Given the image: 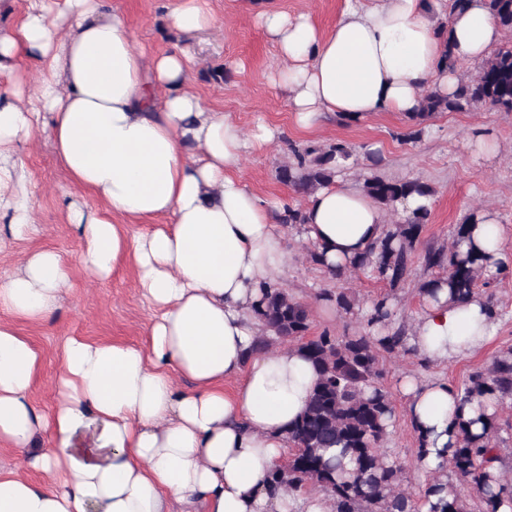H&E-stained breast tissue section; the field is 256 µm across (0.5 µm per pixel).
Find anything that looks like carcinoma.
I'll use <instances>...</instances> for the list:
<instances>
[{"label": "carcinoma", "mask_w": 512, "mask_h": 512, "mask_svg": "<svg viewBox=\"0 0 512 512\" xmlns=\"http://www.w3.org/2000/svg\"><path fill=\"white\" fill-rule=\"evenodd\" d=\"M489 9L498 25L512 31V0H489ZM490 105L512 112V46L504 45L481 63L477 73L464 80L452 96L429 90L418 111L408 116L409 129L403 138L417 142L427 121L438 112H457ZM294 161L279 167L278 177L296 192L310 194L332 181L352 158L351 147L335 142L318 148L293 149ZM363 191L380 208L398 213V204L407 196L431 197L434 190L417 179L389 180L375 173L365 176ZM430 211L423 209L387 225L384 236L355 263L353 271H370L390 287L397 288L412 275V254ZM478 213L454 227L449 247L430 249L424 255L429 269H442L443 283L452 298L473 294L482 280L491 255L473 240ZM344 315L354 314V302L344 291L322 293ZM384 296L373 304L366 329L351 336L323 332L308 337L310 310L276 283L261 287L254 313L260 335L254 349L262 351L279 342L301 345L317 375L307 406L293 429L295 444L287 463L272 471L267 482L273 487L301 489L318 487L336 505L335 512H417V504L402 489L405 473L390 463L381 451L388 436L393 404L380 386L379 352L409 351L404 327H389L391 311ZM462 400L486 398L500 405L512 399V348L500 352L492 366L476 371L460 389ZM493 414L482 431H471L473 420L458 422L457 446L450 464L453 471L476 485L487 512H496V481L487 470L489 448L497 431ZM445 486L452 500L441 512H467V505L451 482Z\"/></svg>", "instance_id": "carcinoma-1"}]
</instances>
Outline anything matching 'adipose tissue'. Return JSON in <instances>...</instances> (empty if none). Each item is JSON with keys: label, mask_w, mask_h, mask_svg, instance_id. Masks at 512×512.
Here are the masks:
<instances>
[{"label": "adipose tissue", "mask_w": 512, "mask_h": 512, "mask_svg": "<svg viewBox=\"0 0 512 512\" xmlns=\"http://www.w3.org/2000/svg\"><path fill=\"white\" fill-rule=\"evenodd\" d=\"M346 0L336 25L321 32L310 14H288L252 0L256 21L282 61L268 81L288 92L300 128L324 113L359 121L375 112L417 111L425 91L453 95L463 77L448 58L482 60L503 39L488 0ZM0 235L36 229L34 198L18 147L46 135L70 181L103 208L68 209L84 243L79 261L94 278L128 261L155 310L148 342L94 343L69 337L55 387L56 408L30 398L41 352L0 322V512H333L331 496L270 488L284 464L289 431L308 403L315 371L286 343L255 351L253 312L262 283L288 266L281 202L251 191L241 177L249 146L274 132H251L205 105L189 88L194 59L176 50L136 49L126 17L110 0H0ZM451 13L445 36L431 13ZM166 21L180 33L215 24L208 0H176ZM34 64L18 74V59ZM303 238L324 265L347 268L382 238L386 213L338 176L307 198ZM166 224L128 234L147 217ZM477 245L489 271L512 269V235L494 210L482 213ZM69 279L62 256L29 254L0 279V306L37 323L57 306ZM410 346L431 362L483 348L495 331L486 298L453 299L447 287L423 298ZM232 390H225V382ZM407 420L423 442L420 468L441 472L457 441V421L473 420L445 381L405 376ZM45 474L42 483L20 468Z\"/></svg>", "instance_id": "1"}]
</instances>
